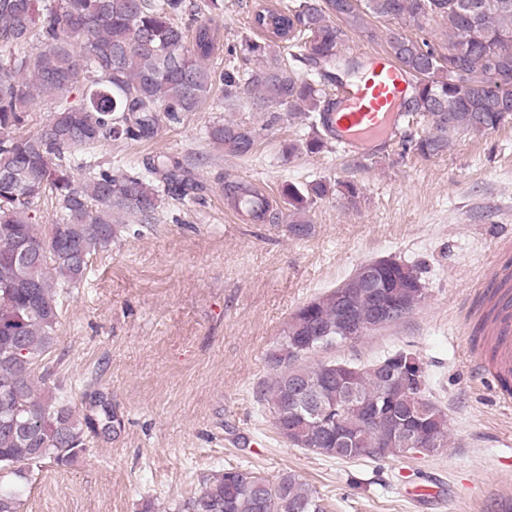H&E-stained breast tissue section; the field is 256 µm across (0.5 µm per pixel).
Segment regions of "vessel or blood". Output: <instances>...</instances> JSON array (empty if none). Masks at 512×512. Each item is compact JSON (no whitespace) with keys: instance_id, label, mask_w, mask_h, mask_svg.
<instances>
[{"instance_id":"b4317fda","label":"vessel or blood","mask_w":512,"mask_h":512,"mask_svg":"<svg viewBox=\"0 0 512 512\" xmlns=\"http://www.w3.org/2000/svg\"><path fill=\"white\" fill-rule=\"evenodd\" d=\"M377 63L362 79L337 87L344 103L340 144L351 150L372 139H385L396 130L399 114L395 100L406 76L400 65L377 53ZM496 349L495 372L500 381L512 382V317H501L490 326Z\"/></svg>"}]
</instances>
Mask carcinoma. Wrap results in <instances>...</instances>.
Masks as SVG:
<instances>
[{
	"instance_id": "obj_1",
	"label": "carcinoma",
	"mask_w": 512,
	"mask_h": 512,
	"mask_svg": "<svg viewBox=\"0 0 512 512\" xmlns=\"http://www.w3.org/2000/svg\"><path fill=\"white\" fill-rule=\"evenodd\" d=\"M217 0H0V512H21L27 466L49 460L70 463L86 446L83 423L75 416L62 387L43 389L37 370L56 342L61 293L84 278L90 258L116 236L112 214L137 221L154 215L160 191L194 197L198 184L166 155L150 162L163 187L138 174L104 168L90 149L108 141L153 139L161 122L181 123L199 111L215 82L224 100L251 96V107L280 118L288 109L312 133L295 139L285 154H319L336 137V99L326 91L339 86L336 70L351 74L364 62L342 50L352 34L375 36L378 20L396 24L385 53L410 77L404 115L428 125L419 138L402 140L403 150L425 158L448 150V137L460 130L482 134L504 123L501 107L474 86L448 85V70L474 78L491 60L512 65V0H288L279 8H260L252 21L261 40L246 41L260 65L250 72L209 66L220 41L210 22L189 27L182 17L210 11ZM445 25L438 51L426 39L407 34L431 20ZM316 71L318 80L298 74L294 63ZM39 99L55 104L48 122L28 133L32 108ZM212 144L229 156H247L257 145V131L245 122H216L208 127ZM83 179H74V172ZM224 196L247 220L280 223L283 212L250 183L224 181ZM361 186L355 181L315 179L288 182L281 199L288 205V230L296 239L311 232L308 207L335 196L355 207ZM49 201L53 223L40 224V202ZM387 299L403 315L425 299L421 271L415 265L384 270ZM488 299L512 303L503 284ZM309 316L286 324L266 353L273 372L260 393L277 433L290 445L338 460L371 458L382 433L368 422L372 407L390 396L409 418L396 430L393 447L381 457L406 452L407 442L438 439L430 456L448 447V416L426 398V389L405 377H384V358L354 363L325 360L307 365L308 355L348 341L340 317L375 323L379 298L354 290L351 279L308 302ZM355 369L352 381L336 377V367ZM300 381L308 398L295 399L290 386ZM340 427L365 449L358 454L336 442L328 428ZM178 512H326L323 498L294 474L272 482L256 471L228 466L209 474L199 494Z\"/></svg>"
}]
</instances>
